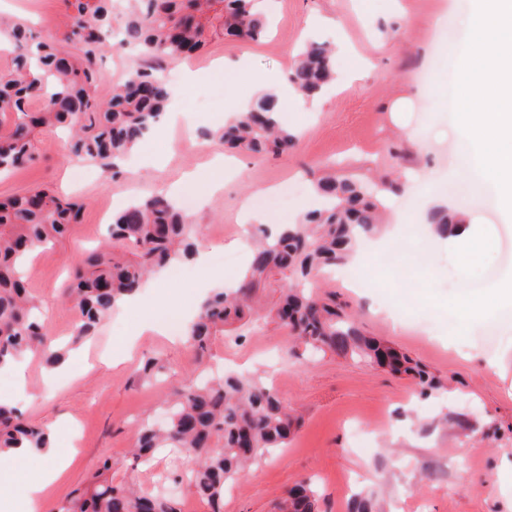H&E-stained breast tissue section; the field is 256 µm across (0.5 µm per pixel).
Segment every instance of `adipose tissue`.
<instances>
[{"instance_id":"1","label":"adipose tissue","mask_w":512,"mask_h":512,"mask_svg":"<svg viewBox=\"0 0 512 512\" xmlns=\"http://www.w3.org/2000/svg\"><path fill=\"white\" fill-rule=\"evenodd\" d=\"M465 29L467 76L457 103L458 129L480 145L478 173L498 185L512 208V0H475ZM70 463L47 449L21 492L0 483V512H43L45 489L64 477Z\"/></svg>"}]
</instances>
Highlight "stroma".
<instances>
[{
	"label": "stroma",
	"mask_w": 512,
	"mask_h": 512,
	"mask_svg": "<svg viewBox=\"0 0 512 512\" xmlns=\"http://www.w3.org/2000/svg\"><path fill=\"white\" fill-rule=\"evenodd\" d=\"M266 35L256 42L214 35L197 56L168 62L180 75L169 110L144 146L113 179L103 172L72 184L80 164L68 156L63 134L44 131L33 163L0 176V197L36 186L82 205L78 224L53 247L30 256L27 286L47 309V326L68 341L78 321L62 295L68 276L87 250L103 241L104 211H118L153 195L176 197L187 173L213 178L216 148L203 131L223 126L233 110L227 95L209 96L215 62L231 68L239 98L258 78L288 81L301 48L311 40L335 46V81L319 109L283 101V120L297 135L287 154L236 155L242 172L223 177L192 215L202 226L203 261L184 264L185 278L161 272L141 290L140 307L116 306L93 336L75 350L70 368L48 376L41 359L27 366L28 394L18 404L35 425L58 423L55 446L73 452L64 482L46 493L44 512L85 486L103 460L107 476L146 486H166L184 512H210L188 483H176L186 462L175 449L149 467H133L136 425L156 416L172 386L204 366L271 379L301 427L288 447L257 459L224 490V512H277L276 502L300 481H311L320 512H352L358 498L374 512H512V324L492 325L491 313L463 315L462 288L511 269L500 243L512 242V211H487L461 195L471 171L450 147L458 141L451 98L461 72L464 18L471 0H265ZM0 13L36 30L64 28L66 0H0ZM192 69L194 79L184 78ZM355 179L386 177L382 193L385 233L366 240L378 255L401 238L391 264H370L358 282L334 273L311 279L314 293L335 294L366 335L389 342L433 378L425 388L408 376L335 354L309 357L287 328L272 320L228 326L199 358L186 335L141 331L142 322L179 312L190 321L216 290L211 271L236 282L248 250L238 228L242 207L270 188L293 193L283 220L299 222L310 184L325 167ZM448 211L487 231L495 245L468 263L460 242L440 246L424 228L429 211ZM432 208V209H433ZM155 357L164 374L146 380L139 371Z\"/></svg>",
	"instance_id": "obj_1"
}]
</instances>
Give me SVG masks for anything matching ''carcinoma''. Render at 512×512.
<instances>
[{
    "label": "carcinoma",
    "mask_w": 512,
    "mask_h": 512,
    "mask_svg": "<svg viewBox=\"0 0 512 512\" xmlns=\"http://www.w3.org/2000/svg\"><path fill=\"white\" fill-rule=\"evenodd\" d=\"M71 14L62 36H43L21 20L0 18V49L10 65L0 69V174L34 159L37 135L44 128L67 131L72 157L104 173L121 174L120 162L137 149L167 111L173 90L164 64L203 49L213 33L244 41L260 40L267 28L255 0H134L114 28L112 0H68ZM130 47L144 64L112 88L106 102L94 90L100 79L98 59L113 45ZM335 78L331 50L312 43L292 67L289 80L302 94L323 91ZM275 95H261L224 126L203 137L249 154H280L292 149L295 132L281 122ZM319 207L275 236H260L235 291H216L200 307L188 335L199 354L224 325L254 311L253 300L269 281L281 282L279 303L266 316L280 321L312 350L331 351L406 374L422 384L432 378L416 361L372 337L360 334L336 301L313 296L306 282L314 272L346 265L364 235L379 224V190L345 176L313 182ZM81 206L46 191L0 201V366L27 352L45 363L65 359L40 321L41 311L27 292L26 262L31 251L54 245L77 222ZM109 237L76 266L63 294L79 315L71 337L76 346L125 296L165 267L193 259L201 225L174 200L153 196L130 205L108 225ZM130 250L126 259L115 252ZM167 421H142L136 463L158 448H183L188 481L211 512H224V485L246 465L272 448H283L298 429L274 387L261 376L224 375L206 383L189 377L169 393ZM25 446L49 447L45 429L25 423L18 409L0 403V454ZM104 461L88 486L73 490L57 512H181L167 494L143 491L126 483L112 485ZM278 512H318L308 483L292 489Z\"/></svg>",
    "instance_id": "obj_1"
}]
</instances>
